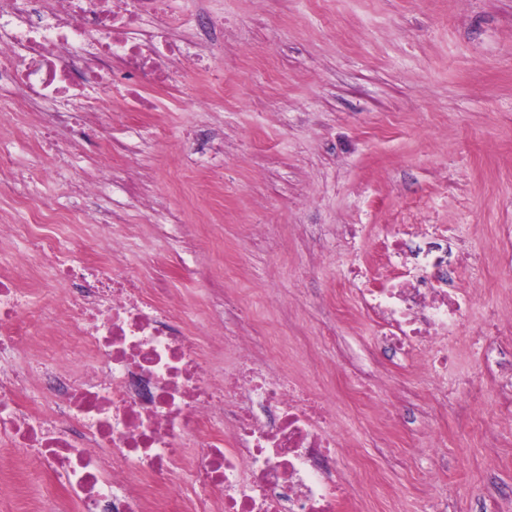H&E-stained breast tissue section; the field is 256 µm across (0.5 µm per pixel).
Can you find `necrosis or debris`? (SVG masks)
Wrapping results in <instances>:
<instances>
[{
	"instance_id": "1",
	"label": "necrosis or debris",
	"mask_w": 512,
	"mask_h": 512,
	"mask_svg": "<svg viewBox=\"0 0 512 512\" xmlns=\"http://www.w3.org/2000/svg\"><path fill=\"white\" fill-rule=\"evenodd\" d=\"M178 18L165 0H0V83L19 91L0 112L52 99L65 82L108 77L103 92L150 111L147 89L167 85L165 56L192 71L221 51L223 25L200 22L176 38ZM25 250L0 262V349L24 347L42 360L35 393L53 399L54 419L32 424L19 371L0 376V439L40 451V471L80 512H339L350 481L336 455L339 433L319 395L298 397L287 383L254 375L244 337L229 336L222 314L198 337L188 312L160 288L125 275L87 274L56 262L58 242L18 224ZM400 273L356 288L362 313L389 357L427 347L435 376L451 358L443 345L473 303L448 269V236L394 231L379 243ZM52 260L55 280L41 304L26 306L20 270L31 253ZM235 344L234 372L216 380L205 347ZM86 366L62 372L58 351ZM198 448L187 461L186 449Z\"/></svg>"
}]
</instances>
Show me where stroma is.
I'll list each match as a JSON object with an SVG mask.
<instances>
[{
	"instance_id": "obj_1",
	"label": "stroma",
	"mask_w": 512,
	"mask_h": 512,
	"mask_svg": "<svg viewBox=\"0 0 512 512\" xmlns=\"http://www.w3.org/2000/svg\"><path fill=\"white\" fill-rule=\"evenodd\" d=\"M205 4L224 18L223 80L169 61L150 112L85 87L105 131L60 130V154L34 113H14L0 152L26 183L0 190V221L65 216L68 260L124 238L121 268L192 304L195 330L221 311L268 374L320 383L364 512H512V420L498 413L512 378L482 325L486 308H512V0ZM78 180L95 196L72 197ZM403 224L448 225L458 285L482 283L437 380L427 355L373 350L347 282ZM48 494L37 471L0 476L12 512H41Z\"/></svg>"
}]
</instances>
